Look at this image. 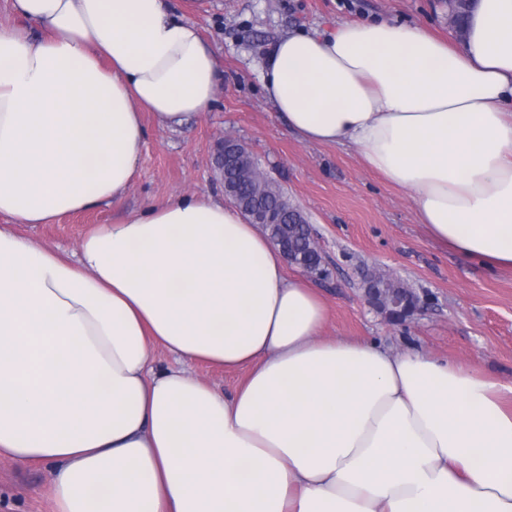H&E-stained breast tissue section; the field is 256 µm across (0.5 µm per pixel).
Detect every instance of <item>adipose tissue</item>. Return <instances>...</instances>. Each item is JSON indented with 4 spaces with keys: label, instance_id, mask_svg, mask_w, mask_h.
<instances>
[{
    "label": "adipose tissue",
    "instance_id": "1",
    "mask_svg": "<svg viewBox=\"0 0 512 512\" xmlns=\"http://www.w3.org/2000/svg\"><path fill=\"white\" fill-rule=\"evenodd\" d=\"M0 25V460L47 464L57 512H512V385L328 336V307L213 193L98 225L66 254L17 231L111 205L143 112L213 110L224 69L171 0H9ZM450 43L391 20L280 36L288 131L355 147L432 238L512 270V0ZM244 371L233 394L151 351Z\"/></svg>",
    "mask_w": 512,
    "mask_h": 512
}]
</instances>
